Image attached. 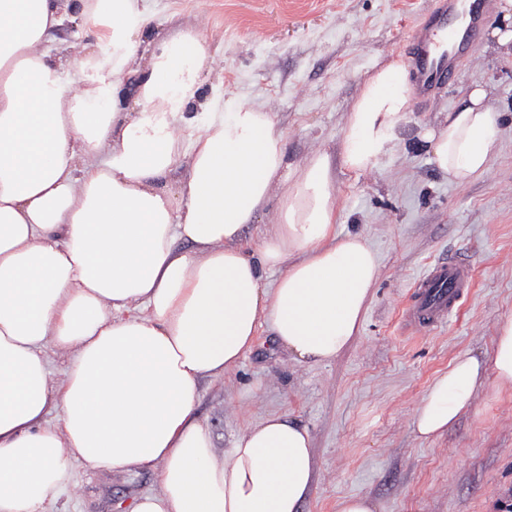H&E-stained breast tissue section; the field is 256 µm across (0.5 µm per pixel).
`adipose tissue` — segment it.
<instances>
[{
    "label": "adipose tissue",
    "instance_id": "ef3b65f1",
    "mask_svg": "<svg viewBox=\"0 0 512 512\" xmlns=\"http://www.w3.org/2000/svg\"><path fill=\"white\" fill-rule=\"evenodd\" d=\"M68 22L92 40L55 42ZM152 23L149 0H0V512H51L77 464L157 473L133 512H299L309 430L272 412L217 452L195 415L201 385L237 367L263 326L297 364L335 359L379 277L366 237L336 235L330 154L288 167L276 113L225 92L199 25L149 46ZM411 98L403 61L364 80L344 167L394 150ZM499 119L473 85L426 133L438 169L482 178ZM260 222L252 256L241 236ZM51 348L68 358L59 378ZM490 377L512 389V320L490 362L462 354L435 377L414 432L443 435Z\"/></svg>",
    "mask_w": 512,
    "mask_h": 512
}]
</instances>
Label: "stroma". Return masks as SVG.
Here are the masks:
<instances>
[{
	"label": "stroma",
	"mask_w": 512,
	"mask_h": 512,
	"mask_svg": "<svg viewBox=\"0 0 512 512\" xmlns=\"http://www.w3.org/2000/svg\"><path fill=\"white\" fill-rule=\"evenodd\" d=\"M498 0L473 58L428 103L412 100L404 138L378 168L341 162L345 115L376 63L406 57L410 36L438 0H156L147 41L171 20L204 19L224 70V89L275 111L289 166L318 149L333 161L336 232L366 237L380 277L351 345L336 360L301 366L256 347L219 382L204 383L196 417L216 448L248 422L285 412L313 441L314 485L301 512H335L346 495L378 512H512V390L488 384L442 437L419 438L411 418L432 379L461 352L490 360L498 325L512 319V62L489 48L501 22ZM489 86L502 113V148L481 179L455 183L423 137L457 107L465 90ZM473 265L468 299L444 325H407L400 304L438 258ZM153 472L121 474L75 466L59 512H128L156 490Z\"/></svg>",
	"instance_id": "stroma-1"
}]
</instances>
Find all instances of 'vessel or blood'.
<instances>
[{
    "label": "vessel or blood",
    "instance_id": "vessel-or-blood-1",
    "mask_svg": "<svg viewBox=\"0 0 512 512\" xmlns=\"http://www.w3.org/2000/svg\"><path fill=\"white\" fill-rule=\"evenodd\" d=\"M486 0H440L427 22L412 35L414 51L406 60L421 98H431L454 78L460 58L472 57L474 38L484 18ZM470 266L452 260L436 262L413 284L404 321L437 327L460 308L469 295Z\"/></svg>",
    "mask_w": 512,
    "mask_h": 512
}]
</instances>
